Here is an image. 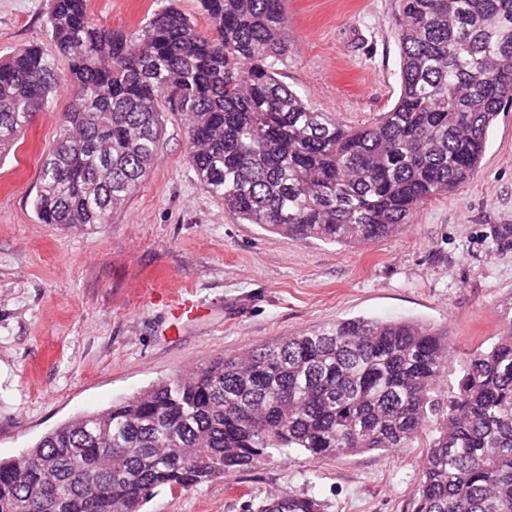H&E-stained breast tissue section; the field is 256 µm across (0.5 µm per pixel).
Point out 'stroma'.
<instances>
[{
  "instance_id": "1",
  "label": "stroma",
  "mask_w": 512,
  "mask_h": 512,
  "mask_svg": "<svg viewBox=\"0 0 512 512\" xmlns=\"http://www.w3.org/2000/svg\"><path fill=\"white\" fill-rule=\"evenodd\" d=\"M50 0H0V56L52 50ZM156 0H90L115 30ZM281 78L312 107L355 126L399 95L395 0H286ZM74 90L0 158V460L71 418L112 407L220 357L339 320L412 321L467 352L496 336L512 304V109L487 134L474 177L369 243L331 245L241 224L196 179L179 119L167 117L152 172L108 224H43L42 157ZM420 445L342 458L274 454L142 512H258L266 495L305 494L324 512H412Z\"/></svg>"
}]
</instances>
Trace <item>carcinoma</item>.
Listing matches in <instances>:
<instances>
[{"mask_svg": "<svg viewBox=\"0 0 512 512\" xmlns=\"http://www.w3.org/2000/svg\"><path fill=\"white\" fill-rule=\"evenodd\" d=\"M198 29L164 0L131 32L51 0L54 52L0 58V154L48 110L67 62L76 92L40 166L44 224H108L158 160L163 109L183 117L197 180L225 213L301 240L367 243L474 176L512 105V0H396L400 92L351 127L280 80L284 0H199ZM448 338L410 321L355 318L83 414L0 461V512H141L248 472L275 451L315 460L425 440L413 512H512V318L442 378Z\"/></svg>", "mask_w": 512, "mask_h": 512, "instance_id": "cac0c4a2", "label": "carcinoma"}]
</instances>
